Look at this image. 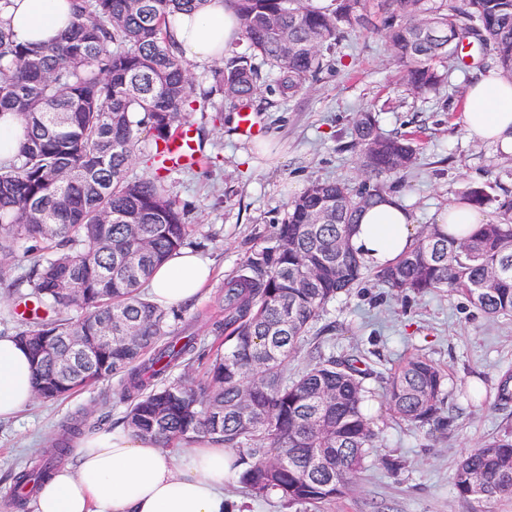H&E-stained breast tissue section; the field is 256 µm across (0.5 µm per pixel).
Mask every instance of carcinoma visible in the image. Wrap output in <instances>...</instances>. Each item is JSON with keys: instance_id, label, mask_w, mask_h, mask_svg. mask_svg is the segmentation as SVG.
I'll use <instances>...</instances> for the list:
<instances>
[{"instance_id": "1", "label": "carcinoma", "mask_w": 512, "mask_h": 512, "mask_svg": "<svg viewBox=\"0 0 512 512\" xmlns=\"http://www.w3.org/2000/svg\"><path fill=\"white\" fill-rule=\"evenodd\" d=\"M69 2L71 28L32 48L15 39L3 17L11 0H0V116L12 112L24 123L18 153L0 162V282L14 286L9 262L18 240L55 252L29 269L38 317L17 333L38 397L55 400L117 377L113 394L129 402L128 429L163 448L176 439H220L236 453L237 481L252 496L277 495L290 507L347 496L378 438L364 386L373 371L357 354L320 353L292 377L286 366L328 304L363 282L366 266L350 232L363 209L415 166L412 139L383 132L369 108L355 114L361 182L309 184L289 204L278 245L254 251L224 284V317L213 322L224 343L203 388L166 382L193 355L195 336L172 335L168 313L142 293L192 232L169 193L162 148L185 114L207 111L213 97L235 109L250 101L260 90L255 60L274 69V91L290 100L318 79L324 52L349 34L381 37L413 94L444 83L441 60L466 65L467 45L512 78V0H229L249 52L226 51L200 94L167 27L206 0ZM138 155L155 174H129ZM462 202L484 206L492 197L479 186ZM500 209L498 220L471 234L423 226L415 246L377 270L376 280L405 296L448 289L490 317L512 316V201ZM71 309L84 317L59 318ZM107 325L110 346L100 340ZM72 337L86 353L63 371L57 358ZM444 384L438 365L407 357L385 380L388 410L417 429L442 428L449 423L441 417ZM82 431V421L65 422L53 448L16 483L35 490L48 482ZM453 485L464 499H511L512 429L465 452Z\"/></svg>"}]
</instances>
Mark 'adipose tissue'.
Masks as SVG:
<instances>
[{
  "instance_id": "ef3b65f1",
  "label": "adipose tissue",
  "mask_w": 512,
  "mask_h": 512,
  "mask_svg": "<svg viewBox=\"0 0 512 512\" xmlns=\"http://www.w3.org/2000/svg\"><path fill=\"white\" fill-rule=\"evenodd\" d=\"M8 16L18 41L43 46L71 22L69 0H13ZM174 46L198 63H213L239 41V20L228 0H207L169 24ZM463 129L469 138L512 153V80L479 76L467 89ZM417 236L400 196L391 194L360 215L350 245L363 263L381 268L409 251ZM212 273L210 261L188 250L158 266L149 280L150 300L178 307L193 300ZM35 397L31 358L17 338L0 336V419L10 418ZM232 453L199 437L181 455L150 438L119 428L81 438L74 466L42 486L35 512H225L224 487L235 472Z\"/></svg>"
}]
</instances>
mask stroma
<instances>
[{
    "label": "stroma",
    "instance_id": "35a3bbf8",
    "mask_svg": "<svg viewBox=\"0 0 512 512\" xmlns=\"http://www.w3.org/2000/svg\"><path fill=\"white\" fill-rule=\"evenodd\" d=\"M327 59L319 79L288 101L275 92L269 67L261 66V89L247 106L257 136H242L229 108L220 122L198 112L183 119L216 164L168 171L167 182L192 226V251L209 256L214 271L201 295L169 319L172 331L188 323L198 337L196 354L172 380H202L221 342L212 323L224 283L254 250L276 246L275 228L287 219L289 202L315 180L358 182L351 128L360 108L374 109L386 132L418 134L419 161L398 190L417 226L434 223L440 210L476 186L488 184L498 198H512V179L496 177L505 163L502 151L463 130L470 73L453 71L437 96L423 99L399 86L378 36L350 37ZM326 325L336 328L331 353L360 352L373 371L366 385L379 442L349 495L303 512H512V499H463L453 487L461 455L512 425V402L494 404L500 381L512 376V316H486L448 291L404 297L370 274L329 303L314 327ZM413 355L447 374L444 414L451 424L430 437L392 417L384 402L388 370ZM113 385L103 380L62 400L37 399L0 421V512H34V498L16 496L15 476L37 450L52 447L63 422L82 417L89 434L119 426L127 405L113 398ZM475 387L483 405L470 400ZM389 459L400 468H387Z\"/></svg>",
    "mask_w": 512,
    "mask_h": 512
}]
</instances>
